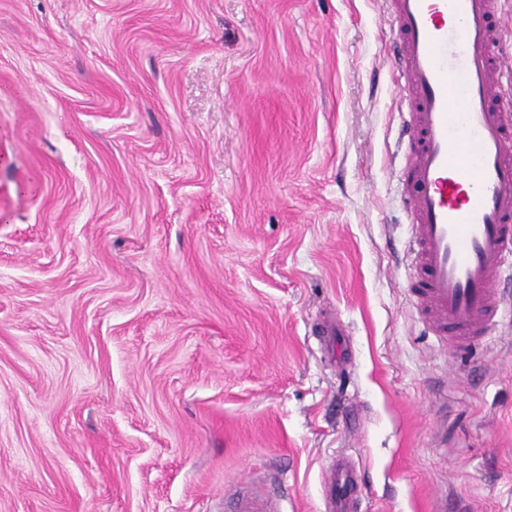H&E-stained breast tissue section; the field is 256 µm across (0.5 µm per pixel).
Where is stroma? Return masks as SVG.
I'll use <instances>...</instances> for the list:
<instances>
[{"label": "stroma", "instance_id": "stroma-1", "mask_svg": "<svg viewBox=\"0 0 512 512\" xmlns=\"http://www.w3.org/2000/svg\"><path fill=\"white\" fill-rule=\"evenodd\" d=\"M388 10L0 0V512H322L338 454L368 512H512V315L414 301ZM319 336H323L325 347L332 360H336V353L341 351L346 344L345 336H348L343 327L332 318L323 322Z\"/></svg>", "mask_w": 512, "mask_h": 512}]
</instances>
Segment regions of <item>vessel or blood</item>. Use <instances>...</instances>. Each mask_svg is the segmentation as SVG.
Listing matches in <instances>:
<instances>
[{"mask_svg":"<svg viewBox=\"0 0 512 512\" xmlns=\"http://www.w3.org/2000/svg\"><path fill=\"white\" fill-rule=\"evenodd\" d=\"M390 3L410 142L412 293L430 329L458 350L507 311L496 284L512 277V60L499 51L498 0ZM320 334L329 355L346 343L335 320ZM361 484L352 462L332 460L323 512H362Z\"/></svg>","mask_w":512,"mask_h":512,"instance_id":"b4317fda","label":"vessel or blood"}]
</instances>
